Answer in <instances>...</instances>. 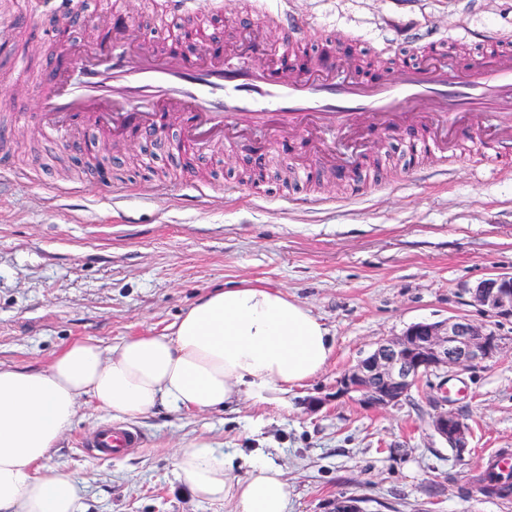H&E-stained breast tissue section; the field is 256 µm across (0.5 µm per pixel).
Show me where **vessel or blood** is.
<instances>
[{
  "mask_svg": "<svg viewBox=\"0 0 512 512\" xmlns=\"http://www.w3.org/2000/svg\"><path fill=\"white\" fill-rule=\"evenodd\" d=\"M276 22L280 52L264 65L254 62L264 50L258 33L237 45L193 55L170 45L149 46L129 30L115 33L109 53L87 47L42 78L35 119L52 132L92 125L127 138L165 131L174 114L184 140L199 146L230 132L272 137L300 130L310 153L336 171L361 165L336 144L360 117L374 129H396L406 122L426 127L427 138L413 146L419 158L434 154L439 144L453 143L460 133L457 117L475 112L498 118L496 136L480 142L491 161L501 163L500 144H512L511 51H501L479 69L431 60L405 64L393 77L367 76L343 59L311 58L293 66L292 50L305 40L307 26L286 8ZM143 443L137 427L106 423L84 439L83 450L95 459H112Z\"/></svg>",
  "mask_w": 512,
  "mask_h": 512,
  "instance_id": "1",
  "label": "vessel or blood"
}]
</instances>
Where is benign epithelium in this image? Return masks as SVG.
<instances>
[{
	"instance_id": "benign-epithelium-1",
	"label": "benign epithelium",
	"mask_w": 512,
	"mask_h": 512,
	"mask_svg": "<svg viewBox=\"0 0 512 512\" xmlns=\"http://www.w3.org/2000/svg\"><path fill=\"white\" fill-rule=\"evenodd\" d=\"M93 23L81 0L70 10V25L59 35L55 62L68 61L74 34ZM472 301L501 316L512 317V272L480 280L468 289ZM502 351L499 337L467 318L418 322L401 335L379 344L366 358L347 369L337 380L338 396H351L358 403L387 408L409 397L419 380L450 369L465 370L495 358ZM431 430L449 447L463 455L469 444L468 424L455 412L436 406ZM330 512H366L361 501L338 498Z\"/></svg>"
}]
</instances>
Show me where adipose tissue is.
Returning a JSON list of instances; mask_svg holds the SVG:
<instances>
[{
  "mask_svg": "<svg viewBox=\"0 0 512 512\" xmlns=\"http://www.w3.org/2000/svg\"><path fill=\"white\" fill-rule=\"evenodd\" d=\"M333 351L328 329L305 306L245 279L201 297L171 333L106 348L73 341L39 370L0 366V512H80L83 481L44 462L81 401L115 418L263 403L316 377ZM245 465L236 474L235 455L197 442L177 452L174 474L230 512H288L282 467L263 454Z\"/></svg>",
  "mask_w": 512,
  "mask_h": 512,
  "instance_id": "ef3b65f1",
  "label": "adipose tissue"
}]
</instances>
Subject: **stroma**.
<instances>
[{"label":"stroma","instance_id":"1","mask_svg":"<svg viewBox=\"0 0 512 512\" xmlns=\"http://www.w3.org/2000/svg\"><path fill=\"white\" fill-rule=\"evenodd\" d=\"M281 0H222L225 33L263 27L275 60L272 18ZM316 45L382 52L390 69L436 41L490 58L466 42L493 29L512 47V0H292ZM52 0H0V365L46 367L64 345L101 346L163 334L199 297L250 279L288 293L334 339L326 369L292 389L287 405L241 403L205 414L165 410L135 419L143 448L96 460L80 439L109 414L81 405L46 468L83 478V512H225L195 498L173 476L179 448L223 444L263 453L288 478L289 512H329L340 496L369 512H512V497L472 488L489 452L512 449V318L473 303L481 279L512 272V168L497 169L469 141L448 158L412 169L419 128L379 130L345 142L365 156L370 179L317 176L303 132L253 147L220 141L113 144L89 128L60 137L33 115L35 88L12 66L25 55L45 68L58 36ZM183 144V143H182ZM462 316L486 325L503 351L491 361L425 377L398 405L367 408L336 395V380L379 342L422 321ZM470 427L464 455L430 429L437 385ZM325 398L316 412L305 402Z\"/></svg>","mask_w":512,"mask_h":512}]
</instances>
